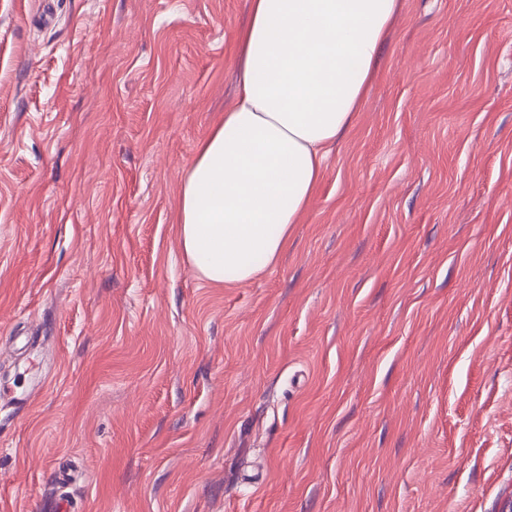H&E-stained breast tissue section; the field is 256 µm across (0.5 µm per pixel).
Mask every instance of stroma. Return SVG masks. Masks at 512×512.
Returning a JSON list of instances; mask_svg holds the SVG:
<instances>
[{
    "mask_svg": "<svg viewBox=\"0 0 512 512\" xmlns=\"http://www.w3.org/2000/svg\"><path fill=\"white\" fill-rule=\"evenodd\" d=\"M288 249L200 280L248 0H0V512H506L512 0H400Z\"/></svg>",
    "mask_w": 512,
    "mask_h": 512,
    "instance_id": "stroma-1",
    "label": "stroma"
}]
</instances>
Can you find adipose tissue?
Here are the masks:
<instances>
[{
  "mask_svg": "<svg viewBox=\"0 0 512 512\" xmlns=\"http://www.w3.org/2000/svg\"><path fill=\"white\" fill-rule=\"evenodd\" d=\"M398 0H250L238 95L200 142L177 233L193 271L245 283L288 247L353 125Z\"/></svg>",
  "mask_w": 512,
  "mask_h": 512,
  "instance_id": "1",
  "label": "adipose tissue"
}]
</instances>
